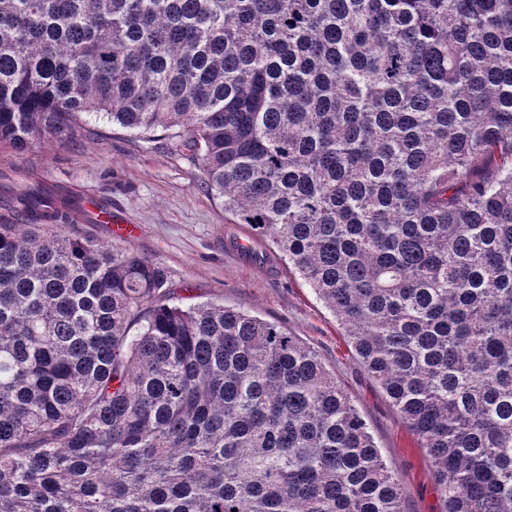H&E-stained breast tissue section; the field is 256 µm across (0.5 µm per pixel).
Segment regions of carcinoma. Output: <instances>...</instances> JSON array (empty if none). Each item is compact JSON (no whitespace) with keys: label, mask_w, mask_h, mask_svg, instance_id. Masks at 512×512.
<instances>
[{"label":"carcinoma","mask_w":512,"mask_h":512,"mask_svg":"<svg viewBox=\"0 0 512 512\" xmlns=\"http://www.w3.org/2000/svg\"><path fill=\"white\" fill-rule=\"evenodd\" d=\"M173 131L334 314L442 512H512V0H0V144ZM0 512H404L315 352L0 182Z\"/></svg>","instance_id":"carcinoma-1"}]
</instances>
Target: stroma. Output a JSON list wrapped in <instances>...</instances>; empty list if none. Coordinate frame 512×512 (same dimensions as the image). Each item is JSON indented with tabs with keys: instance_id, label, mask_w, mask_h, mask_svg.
Returning <instances> with one entry per match:
<instances>
[{
	"instance_id": "obj_1",
	"label": "stroma",
	"mask_w": 512,
	"mask_h": 512,
	"mask_svg": "<svg viewBox=\"0 0 512 512\" xmlns=\"http://www.w3.org/2000/svg\"><path fill=\"white\" fill-rule=\"evenodd\" d=\"M13 168L136 225L131 247L167 271L179 303L218 300L296 336L369 424L402 485L405 512H442L427 455L352 354L336 318L284 262L261 259L263 241H256L254 258L236 254L233 241L247 225L225 213L207 192L201 165L176 151L164 130L137 136L100 120L75 138L37 143L21 154L0 146V171Z\"/></svg>"
}]
</instances>
